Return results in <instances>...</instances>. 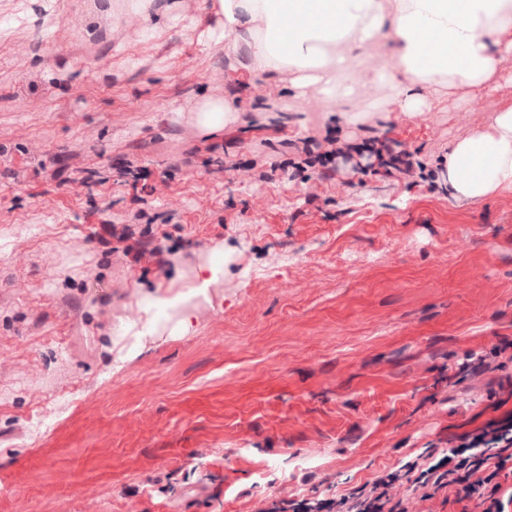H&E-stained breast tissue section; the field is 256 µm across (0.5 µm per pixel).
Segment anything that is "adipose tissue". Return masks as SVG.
Instances as JSON below:
<instances>
[{"label":"adipose tissue","instance_id":"1","mask_svg":"<svg viewBox=\"0 0 512 512\" xmlns=\"http://www.w3.org/2000/svg\"><path fill=\"white\" fill-rule=\"evenodd\" d=\"M215 32L247 69L292 74L297 91L335 97L340 77L381 81L385 112L441 105L451 88L494 83L512 52V0H214ZM391 40L395 71H368L339 44ZM455 199L477 203L512 190V106L448 148L443 180Z\"/></svg>","mask_w":512,"mask_h":512}]
</instances>
